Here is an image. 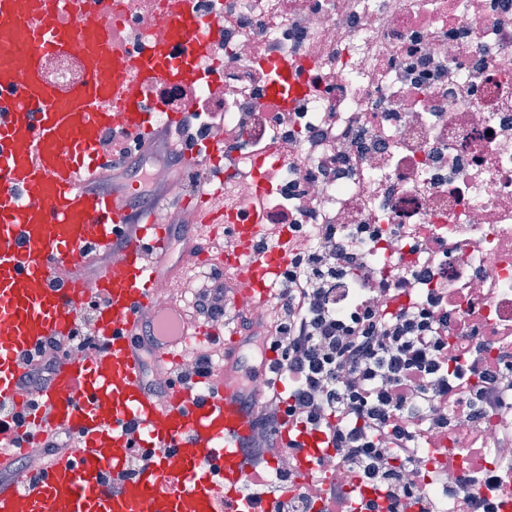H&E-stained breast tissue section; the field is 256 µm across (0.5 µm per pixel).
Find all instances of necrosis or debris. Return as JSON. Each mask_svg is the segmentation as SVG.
I'll use <instances>...</instances> for the list:
<instances>
[{"mask_svg":"<svg viewBox=\"0 0 512 512\" xmlns=\"http://www.w3.org/2000/svg\"><path fill=\"white\" fill-rule=\"evenodd\" d=\"M172 0H88L112 42L136 56L144 41L169 42ZM217 37L195 58L200 80L158 77L145 91L159 115L197 116L195 142L224 152V179L151 163L150 180L182 198L193 227L213 202L224 221L261 211L278 236L299 225L296 251L349 243L377 281L410 276L441 240L435 277L456 310L450 343L472 330L512 327V0H196ZM84 47L45 57V82L78 89ZM308 87L292 107L271 97L280 65ZM364 224L374 239L350 236ZM448 431L409 472L434 512L451 498L431 478L493 472L512 458L501 416L448 411ZM478 431L484 445L469 447Z\"/></svg>","mask_w":512,"mask_h":512,"instance_id":"4bbe7bcc","label":"necrosis or debris"}]
</instances>
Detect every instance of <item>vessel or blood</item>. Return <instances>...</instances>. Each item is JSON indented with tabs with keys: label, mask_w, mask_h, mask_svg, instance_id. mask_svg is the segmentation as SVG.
Listing matches in <instances>:
<instances>
[{
	"label": "vessel or blood",
	"mask_w": 512,
	"mask_h": 512,
	"mask_svg": "<svg viewBox=\"0 0 512 512\" xmlns=\"http://www.w3.org/2000/svg\"><path fill=\"white\" fill-rule=\"evenodd\" d=\"M83 0H0V405L22 413L0 417V463L16 447L26 426L61 427L79 436L78 447L31 470L18 485L0 487V512H54L65 503L69 512H139L150 501L152 512H240V488L248 468L239 448L253 432V417L243 405L237 359L239 336L224 345V373L215 388L198 384L172 388L166 401L154 399L144 383L143 351L138 339L147 320L165 323L157 336L155 360L160 369L179 361L188 337L201 333L179 302L155 303L157 275L180 281L190 272L198 250L210 235L199 225L181 249L172 246L169 225L150 218L133 221L128 193L105 190L111 157L97 149L111 128L113 106L127 110L130 137H149L157 127L143 94L144 84L170 68L191 74L192 52L203 47L209 25L195 0H177L167 24L174 44L186 54L172 64L169 49L143 47L132 78L102 84L115 49L100 24L83 20L86 76L82 86L60 91L42 78L46 55L72 40L57 13L79 10ZM26 59L17 69L14 55ZM67 153L70 162L56 158ZM134 227L119 261L99 268L97 280L105 303L93 329L99 347L92 357L63 358L49 383L39 390L37 410L20 391L22 360L52 338L69 335L85 302L76 268L94 264L111 252L118 228ZM247 246L231 261L223 244L214 256L235 283L238 298L266 302V283L288 263L293 237L285 233L266 245L262 218L238 227ZM144 431L151 445L165 448L133 478L126 462L113 454L127 429Z\"/></svg>",
	"instance_id": "1"
}]
</instances>
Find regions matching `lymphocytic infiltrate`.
Returning a JSON list of instances; mask_svg holds the SVG:
<instances>
[{
	"label": "lymphocytic infiltrate",
	"mask_w": 512,
	"mask_h": 512,
	"mask_svg": "<svg viewBox=\"0 0 512 512\" xmlns=\"http://www.w3.org/2000/svg\"><path fill=\"white\" fill-rule=\"evenodd\" d=\"M344 254L313 252L303 268L285 273L279 290L280 315L273 333L250 344L251 357L266 360L265 373L255 367L249 378H262L256 426L263 440L249 439L242 450L250 473L242 498L260 506L264 487L277 481L281 496L275 512H408L417 499L406 483V470L423 467L424 448L439 441L448 428L436 407L453 406L471 415L482 403L501 411L512 409V361L488 364L474 345L449 347L448 291L431 287L432 265L424 263L397 290L405 303L391 313L361 307V295L373 282L357 273L353 288L332 289L344 277ZM97 303L80 314L77 330L40 346L24 361L22 387L43 383L60 358L96 350L88 326ZM322 435V445L342 451V460L361 483L383 490L382 500L363 499L329 484L289 495L296 473L270 472L267 458H296L300 434ZM512 472V459L496 474L484 475L485 493L460 478L451 495L461 512H496L493 498Z\"/></svg>",
	"instance_id": "obj_1"
}]
</instances>
